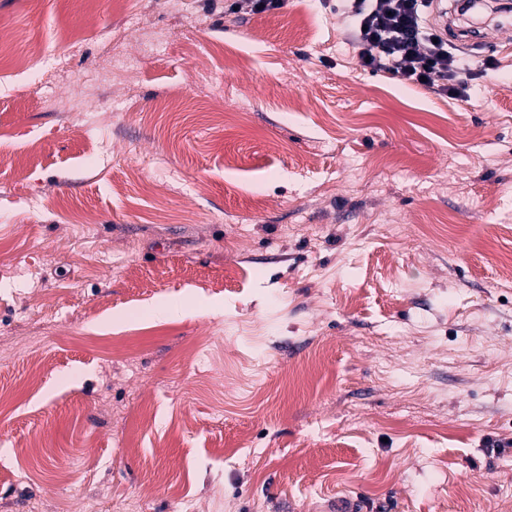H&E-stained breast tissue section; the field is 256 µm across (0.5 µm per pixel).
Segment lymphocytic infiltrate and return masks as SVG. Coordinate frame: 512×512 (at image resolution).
Wrapping results in <instances>:
<instances>
[{"label":"lymphocytic infiltrate","instance_id":"1","mask_svg":"<svg viewBox=\"0 0 512 512\" xmlns=\"http://www.w3.org/2000/svg\"><path fill=\"white\" fill-rule=\"evenodd\" d=\"M362 67L437 95L465 97L462 63L427 21L431 0H339Z\"/></svg>","mask_w":512,"mask_h":512}]
</instances>
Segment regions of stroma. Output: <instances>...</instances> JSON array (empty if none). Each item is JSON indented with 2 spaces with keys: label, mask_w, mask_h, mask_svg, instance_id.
Returning <instances> with one entry per match:
<instances>
[{
  "label": "stroma",
  "mask_w": 512,
  "mask_h": 512,
  "mask_svg": "<svg viewBox=\"0 0 512 512\" xmlns=\"http://www.w3.org/2000/svg\"><path fill=\"white\" fill-rule=\"evenodd\" d=\"M112 2L0 0V512H512V14L450 99L330 0ZM92 22L137 70L40 108ZM286 2L287 0H236L232 1L228 10L240 12L245 6L253 14L271 13L281 10ZM234 7H237V10H234ZM71 57L67 52V49L63 47H57L55 50L49 53H44L38 56L37 61L40 63V68L37 73L36 80H43L45 76L52 75V73L69 69Z\"/></svg>",
  "instance_id": "stroma-1"
}]
</instances>
